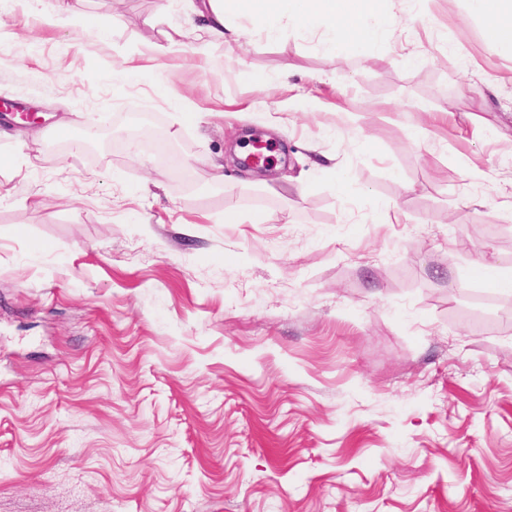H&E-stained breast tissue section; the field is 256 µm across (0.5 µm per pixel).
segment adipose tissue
<instances>
[{
    "label": "adipose tissue",
    "mask_w": 512,
    "mask_h": 512,
    "mask_svg": "<svg viewBox=\"0 0 512 512\" xmlns=\"http://www.w3.org/2000/svg\"><path fill=\"white\" fill-rule=\"evenodd\" d=\"M469 12L484 22L486 43L498 52L512 53V0H468ZM377 10V0H196L193 12L201 23V44L231 37L239 41L240 31H227L232 16L251 12L268 37H276L282 20L319 31L328 49L354 40L374 43L381 30L391 29L394 17L383 19L381 28L370 24Z\"/></svg>",
    "instance_id": "obj_1"
}]
</instances>
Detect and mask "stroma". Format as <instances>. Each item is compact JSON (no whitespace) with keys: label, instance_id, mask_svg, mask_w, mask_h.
Here are the masks:
<instances>
[{"label":"stroma","instance_id":"obj_1","mask_svg":"<svg viewBox=\"0 0 512 512\" xmlns=\"http://www.w3.org/2000/svg\"><path fill=\"white\" fill-rule=\"evenodd\" d=\"M188 7L88 0L100 37L0 0V99L37 113L0 121V512H512V292L471 273L512 274V56L466 0H382L372 47L243 14L244 50L113 79ZM61 122L96 146L49 168Z\"/></svg>","mask_w":512,"mask_h":512}]
</instances>
